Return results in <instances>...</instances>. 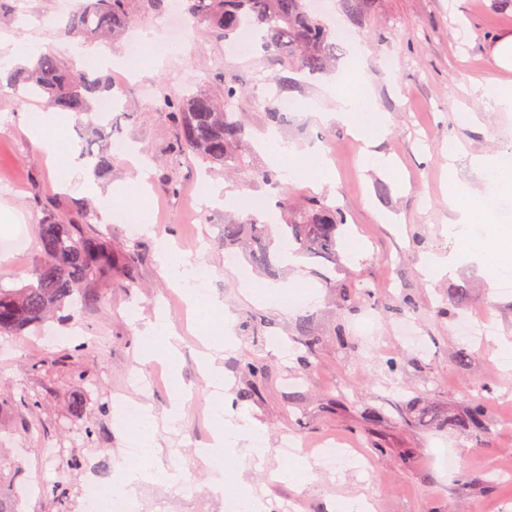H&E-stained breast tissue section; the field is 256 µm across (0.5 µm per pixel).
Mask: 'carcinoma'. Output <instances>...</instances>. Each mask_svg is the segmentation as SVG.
<instances>
[{
  "label": "carcinoma",
  "instance_id": "cac0c4a2",
  "mask_svg": "<svg viewBox=\"0 0 512 512\" xmlns=\"http://www.w3.org/2000/svg\"><path fill=\"white\" fill-rule=\"evenodd\" d=\"M170 0H80L63 16L64 32L90 43L110 44L144 15H161ZM180 12L194 28L205 27L227 39L246 26L257 29L265 49L286 68L311 75L336 60L331 30L308 8V0H179ZM22 101H43L65 112L88 114L94 104L112 95L111 80L47 51L0 77V94ZM238 83L223 77L213 87L182 92L166 99L165 112L179 135V148L194 155L209 174L247 168L239 149L246 130L234 109ZM90 207L79 213L50 215L38 225L40 253L34 280L19 288L0 287V336L40 328L51 315L94 298L112 275L127 278L130 269L112 250L111 239L88 223ZM346 224L343 210L320 199H309L291 212L288 223L268 224L255 218L224 222V246L244 244L254 264L276 276L272 247L297 257L336 261L337 236ZM24 489L0 472V512H18Z\"/></svg>",
  "mask_w": 512,
  "mask_h": 512
}]
</instances>
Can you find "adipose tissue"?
Wrapping results in <instances>:
<instances>
[{
    "label": "adipose tissue",
    "mask_w": 512,
    "mask_h": 512,
    "mask_svg": "<svg viewBox=\"0 0 512 512\" xmlns=\"http://www.w3.org/2000/svg\"><path fill=\"white\" fill-rule=\"evenodd\" d=\"M335 112H326L313 108L315 118L323 122L337 120L350 125L362 134L366 150L365 155L372 165L379 169L390 166L387 157L376 152L375 147L388 131V120L383 113L374 109L368 96L362 95L357 87L341 89L336 96ZM25 130L46 155L51 171L64 184H75L80 191L101 195L109 193L113 200L122 202L128 218L137 224H148L149 217L141 205L130 199L127 186L119 185L109 190H101L92 166L81 159L78 152L60 150L53 130L69 124L71 117L66 113L33 110L23 118ZM275 134H267L261 140L271 164L287 160L289 177H297L322 170L326 161L316 149H290L288 154L275 151ZM459 147L448 152V204L454 211V219L448 222V234L456 244L457 250L445 257L427 258L423 267L425 275H444L452 273L460 258L468 257L478 262L494 278L512 276V231L504 229L496 212L500 203L512 202V164L502 155H483L471 157L469 165L481 173L488 185L487 190L471 188L461 179L457 163L460 159ZM179 335L174 324L164 314H156L147 321L140 332V342L136 350L137 357L144 362L162 361L176 366L178 358L177 340ZM264 431L253 424L222 425L207 446V454L223 456L222 466L212 468L208 473L209 488L223 490L225 482L232 477L241 476L246 462L261 455L264 450ZM162 479L169 484H177L181 475L164 467L145 469L130 467L126 462L116 465L112 485L106 489L109 497H122L135 501L136 492L142 483Z\"/></svg>",
    "instance_id": "1"
}]
</instances>
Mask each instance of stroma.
<instances>
[{
  "mask_svg": "<svg viewBox=\"0 0 512 512\" xmlns=\"http://www.w3.org/2000/svg\"><path fill=\"white\" fill-rule=\"evenodd\" d=\"M328 3L338 45L329 71H287L261 45L236 52L202 28L180 50L157 40L155 60L141 61L134 82L114 85L118 107L108 133L150 161L143 206L154 232L126 220L119 205L106 215L92 213L91 223L132 265L133 280L100 288L94 302L61 312L41 333L0 337V459L19 467L27 482L65 481L62 500L34 493L24 512H87L85 484L111 478L120 453L135 445L113 423L114 399L150 404L166 415L169 373L136 358L139 323L160 311L182 338L178 369L187 394L183 418L160 428L157 441L161 459L181 480L173 487L154 482L139 494L138 512H224L223 498L205 492L208 464L197 451L220 419L243 416L264 427L266 451L225 493L240 497L251 485L270 512H336L337 502L355 497L377 512H512V360L494 342L512 340V278L493 280L466 259L437 279L420 271L425 254L455 248L448 236L449 139L472 155L512 153V112L486 111L470 89L488 77L512 82V69L493 61L497 43L512 36V0H376L359 19L342 0ZM18 7L20 19L0 28V44L32 42L83 67L76 39L61 29L59 0H19ZM359 44L366 50L362 90L389 117L378 150L395 161L393 174L365 165L362 143L345 124L320 122L309 110L313 103L335 109L325 87L347 82L348 59ZM218 72L248 90L235 102L248 132V166L211 175V182L252 196L284 193L294 206L313 197L340 206L347 230L337 262L302 258L282 264L271 278L224 247L225 219H246L250 208L211 202L204 219L196 218V181L206 173L191 156L172 154L165 100L189 85L209 88ZM284 77L285 93L279 90ZM287 101L293 108L276 132L283 144L327 153L333 180L323 188L287 180L259 148L271 130L268 110ZM29 108L0 95V213L13 216L0 223V238L19 224L26 230L22 249L0 259V279L15 287L33 280L45 215L87 200L54 184L46 157L20 128ZM464 110L474 121L461 118ZM171 182L178 193L168 192ZM163 239L177 244L186 262L208 269L207 293L217 313L235 319L236 346L222 361L228 391L220 418L182 296L160 272ZM358 281L371 286V297H346L345 285ZM270 283L284 288L281 308L246 299L245 289ZM135 304L141 311L133 323L127 311ZM466 317L491 323L492 332L461 335ZM272 336L283 348L269 346ZM255 361L262 375L248 371ZM79 397L80 410L74 407ZM475 406L487 420L480 435L455 424ZM289 439L301 456L342 441L359 448L370 466H318L300 489L270 479L288 461L282 446Z\"/></svg>",
  "mask_w": 512,
  "mask_h": 512,
  "instance_id": "1",
  "label": "stroma"
}]
</instances>
